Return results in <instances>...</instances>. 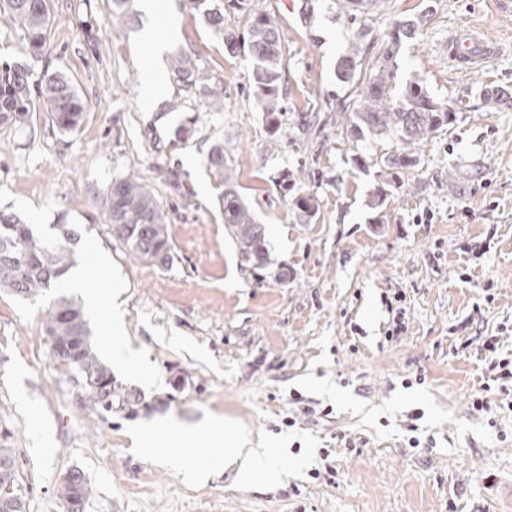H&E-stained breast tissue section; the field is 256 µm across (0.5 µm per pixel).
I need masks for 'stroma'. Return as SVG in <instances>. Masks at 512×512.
<instances>
[{"label": "stroma", "mask_w": 512, "mask_h": 512, "mask_svg": "<svg viewBox=\"0 0 512 512\" xmlns=\"http://www.w3.org/2000/svg\"><path fill=\"white\" fill-rule=\"evenodd\" d=\"M169 53H190L209 93L168 73L159 111H145L140 0L130 16L112 0H50L41 58L21 31L0 28V65L61 71L85 110L61 133L50 113L0 126V212L42 238L70 224L77 266L115 285L128 347L154 374L112 364L111 411L92 402L45 331L57 288L34 302L0 293V424L13 432L26 512H67L56 486L81 469L83 512H512V394L492 389L489 410L471 396L485 380L486 337L512 353V108L484 95L512 91V0H430L423 30L398 55L399 79L426 76L454 110L418 164L355 169L354 154L396 149L351 141L340 114L352 92L336 64L361 44L367 77L397 19L421 0H383L369 12L345 0H264L287 49L277 126L257 106L250 63L232 56L193 10ZM482 31V67L448 59L451 32ZM224 98L212 111L211 93ZM223 144L237 190L267 229L269 263H243L224 227L223 187L205 159ZM146 184L163 206L172 259L130 256L102 218L112 180ZM390 182L382 205L377 186ZM311 195L300 219L291 203ZM403 295L405 330L389 338L388 301ZM221 415L255 442L281 448L286 477L241 485L234 470L200 483L167 465L172 447L137 448L141 424L165 430Z\"/></svg>", "instance_id": "1"}]
</instances>
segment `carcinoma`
Wrapping results in <instances>:
<instances>
[{"mask_svg": "<svg viewBox=\"0 0 512 512\" xmlns=\"http://www.w3.org/2000/svg\"><path fill=\"white\" fill-rule=\"evenodd\" d=\"M48 0H0V26L8 25L24 34V49L32 57L42 55L46 48L49 24ZM203 21L216 33L224 36V46L232 55H243L252 67L254 95L259 106L277 123L282 69L285 67L286 47L271 16L260 0H228L235 10L233 18L243 25L246 35L238 37L224 26V10L215 9L211 0H189ZM430 6H425L396 22L387 47L372 65L365 84L353 91L351 110L343 112L349 138L361 141L367 137L391 138L399 148L381 157H353L355 168L363 171L369 166H382L398 171L417 166L419 147L426 140L445 130L454 120L452 108L443 106L432 97L425 77L412 71L401 84L394 83L398 70L397 56L405 39L414 38L427 23ZM360 42L350 44L337 64V77L345 84H354L359 65ZM171 69L192 89L190 80L195 70L193 58L186 52L171 57ZM34 112H49L61 132H71L81 123L84 105L70 79L61 72L45 73L40 80L32 78L25 66L0 67V125H25ZM207 167L224 184L221 203L224 224L241 257L255 268L266 266L268 258L265 225L256 222L252 210L242 201L237 186L228 173L224 146L216 144L206 158ZM103 220L119 224L123 233L119 239L130 255L152 264H167L171 260L165 215L160 202L145 184L130 177L112 181L104 191ZM299 216L310 219L317 213L318 204L311 196L292 200ZM78 234L63 227V233L53 241L34 234L28 224L0 213V291L21 300H34L52 289L72 264V249ZM47 335L53 341L54 355L69 365L84 379L91 401L106 412L112 411V372L98 358L90 342V330L81 308L72 300L60 297L47 311ZM12 432H0V466H11V484L0 482V499L7 498L13 512H25L19 494L20 470L16 449L11 447ZM58 497L71 505L76 497L89 496L88 482L76 485L63 478L57 486Z\"/></svg>", "mask_w": 512, "mask_h": 512, "instance_id": "carcinoma-1", "label": "carcinoma"}]
</instances>
